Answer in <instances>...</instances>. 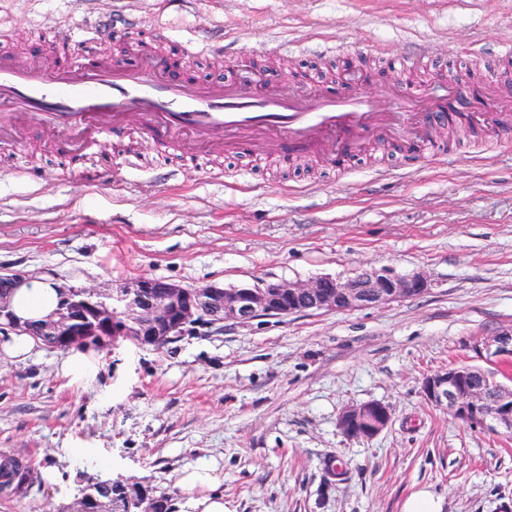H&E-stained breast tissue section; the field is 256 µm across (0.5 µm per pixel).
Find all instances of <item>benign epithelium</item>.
<instances>
[{"label": "benign epithelium", "mask_w": 512, "mask_h": 512, "mask_svg": "<svg viewBox=\"0 0 512 512\" xmlns=\"http://www.w3.org/2000/svg\"><path fill=\"white\" fill-rule=\"evenodd\" d=\"M27 277L0 275V330L47 336L51 348L83 344L89 336H135L144 345H158L182 336L197 325L248 323L261 316L284 318L306 311H344L411 298L425 293L426 276H398L387 269L370 270L364 277L340 281L319 277L305 283L260 282L251 287L225 288L218 283L185 287L167 280L141 277L110 295L97 288L63 289L60 307L44 319L19 322L10 306L15 288ZM477 356L490 364L512 360V330L491 336L475 346ZM425 400L448 410L459 420L512 433V385L478 366H454L424 378ZM391 420L388 407L369 401L346 408L339 417L343 433L372 439Z\"/></svg>", "instance_id": "obj_1"}]
</instances>
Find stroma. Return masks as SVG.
I'll list each match as a JSON object with an SVG mask.
<instances>
[{"label":"stroma","instance_id":"obj_1","mask_svg":"<svg viewBox=\"0 0 512 512\" xmlns=\"http://www.w3.org/2000/svg\"><path fill=\"white\" fill-rule=\"evenodd\" d=\"M114 12L136 16L202 81L240 65L305 86L352 60L385 89L429 75L384 70L379 47L413 55L431 44L461 69L464 114L479 111L485 70L512 42V0H0V43L24 63L39 26ZM273 40L287 55L264 52ZM214 41L223 54L205 51ZM467 45L473 54L457 57ZM77 165L87 183L67 180ZM372 267L431 286L350 311L199 326L159 348L40 344L26 358L0 348V450L59 478L0 499V512H61L96 477L192 512L176 479L197 463L223 475L224 512H402L419 490L441 512L512 505V435L462 424L421 391L428 375L481 365L474 345L512 328V147L470 137L431 162L378 148L343 173L230 153L191 170L129 132L76 157L49 149L36 123L1 139L0 273L115 292L141 276L238 287ZM68 358L92 374L63 373ZM369 401L388 407L387 429L344 435L341 412ZM336 460L338 478L327 473Z\"/></svg>","mask_w":512,"mask_h":512}]
</instances>
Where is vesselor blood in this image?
<instances>
[{
  "mask_svg": "<svg viewBox=\"0 0 512 512\" xmlns=\"http://www.w3.org/2000/svg\"><path fill=\"white\" fill-rule=\"evenodd\" d=\"M41 38L48 46L67 43L69 55H38L21 67L0 50V135L36 121L65 151L81 149L104 129H123L136 112L140 132L188 165L208 151L250 157L273 148L283 162L312 155L343 166L378 135L410 147L426 142L421 157L428 160L441 154L440 143L425 138L432 117L463 95L452 78L442 88L393 85L382 96L321 82L293 88L244 74L202 82L159 52L118 62L87 53L83 34L68 28L44 27Z\"/></svg>",
  "mask_w": 512,
  "mask_h": 512,
  "instance_id": "b4317fda",
  "label": "vessel or blood"
}]
</instances>
